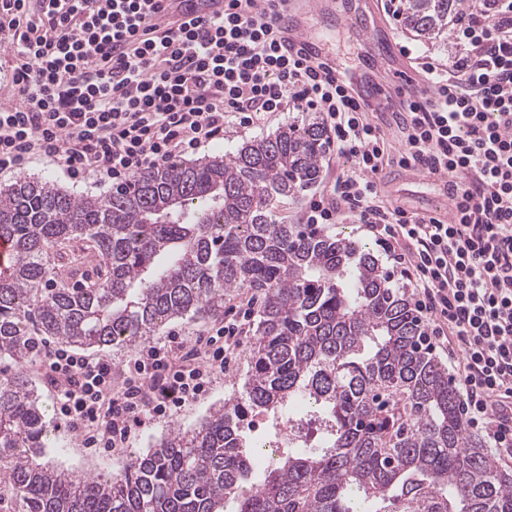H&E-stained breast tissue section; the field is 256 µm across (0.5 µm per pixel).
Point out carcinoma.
Listing matches in <instances>:
<instances>
[{
	"instance_id": "1",
	"label": "carcinoma",
	"mask_w": 512,
	"mask_h": 512,
	"mask_svg": "<svg viewBox=\"0 0 512 512\" xmlns=\"http://www.w3.org/2000/svg\"><path fill=\"white\" fill-rule=\"evenodd\" d=\"M402 24L448 38L456 0H402ZM318 122L234 153L171 162L107 195L48 181L0 189V500L20 512H512V477L466 436L448 370L406 292L365 244L278 224L314 185ZM64 260L53 288L51 256ZM263 295L241 391L102 480L49 466L50 430L21 367L34 340L131 348L172 320L224 316V294ZM319 421L264 461L248 418Z\"/></svg>"
}]
</instances>
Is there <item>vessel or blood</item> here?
I'll use <instances>...</instances> for the list:
<instances>
[{
  "label": "vessel or blood",
  "mask_w": 512,
  "mask_h": 512,
  "mask_svg": "<svg viewBox=\"0 0 512 512\" xmlns=\"http://www.w3.org/2000/svg\"><path fill=\"white\" fill-rule=\"evenodd\" d=\"M326 7L325 0H274L277 39L282 52L335 65V57L323 50L324 34L310 31L306 25L311 14L322 13ZM223 10L224 0H164L153 20L159 24L171 19L186 23ZM347 22L363 32L367 43L377 44L381 53L395 59L392 68L385 71L341 68L338 79L348 93L357 99L370 98L373 108L380 112L405 109L415 101H429L431 92L428 85L405 62L396 59L394 42L376 43L374 20L351 16Z\"/></svg>",
  "instance_id": "obj_1"
}]
</instances>
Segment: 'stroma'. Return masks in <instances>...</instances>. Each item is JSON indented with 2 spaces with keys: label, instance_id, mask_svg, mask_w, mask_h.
<instances>
[{
  "label": "stroma",
  "instance_id": "1",
  "mask_svg": "<svg viewBox=\"0 0 512 512\" xmlns=\"http://www.w3.org/2000/svg\"><path fill=\"white\" fill-rule=\"evenodd\" d=\"M400 0H336L337 7L358 15L377 14L383 19V25L378 30L379 39H393L397 46L410 48L411 53L406 61L410 67H418L422 56H429L436 62L447 63L449 55L454 50L452 42L427 41L416 37L414 33L402 30L397 21V8ZM321 115L312 110L291 109L271 116H264L248 127L232 126L227 128L224 142L220 145H208L198 150L197 154H186V161L194 157H205L216 152L232 153L243 142L274 134L280 128L293 122H312L320 120ZM350 162L347 158L334 155L323 159L321 176L318 182L295 198L283 200L277 211L276 219L282 224H299L303 221L306 206L312 196L328 192L331 182L343 170L348 169ZM33 180H47L55 186L67 190L77 196H102L112 187L111 180L88 177L74 180L53 161L41 159L26 165L21 174H0V188L17 181L18 177ZM379 192L385 200L399 205L410 212L422 215L429 214L440 187L431 180H411L408 171L389 167L381 175ZM254 344L253 338H246L243 345L237 349L236 358L223 374L217 375L208 393L199 400L186 403L177 409L171 417L157 419L136 432L129 440L127 448L119 452L105 453L82 447L66 430L52 433L47 459L52 465L70 470H78L95 476H108L115 472L119 463L130 455L152 447L155 442L171 430L193 427L216 405L233 395L243 383L250 368V352Z\"/></svg>",
  "mask_w": 512,
  "mask_h": 512
}]
</instances>
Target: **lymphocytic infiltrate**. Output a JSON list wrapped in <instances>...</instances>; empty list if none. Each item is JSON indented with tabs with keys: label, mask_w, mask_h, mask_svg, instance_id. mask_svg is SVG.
Listing matches in <instances>:
<instances>
[{
	"label": "lymphocytic infiltrate",
	"mask_w": 512,
	"mask_h": 512,
	"mask_svg": "<svg viewBox=\"0 0 512 512\" xmlns=\"http://www.w3.org/2000/svg\"><path fill=\"white\" fill-rule=\"evenodd\" d=\"M158 0H0L15 64L0 103V173L45 156L71 178L121 183L223 140L260 113L321 112L329 151L350 161L308 224L361 225L412 292L430 350L446 354L465 428L512 447V0H459L455 52L424 62L432 101L399 112L401 146L323 65L280 53L273 12L226 0L223 15L179 28L150 23ZM448 178L441 222L386 205L389 166ZM250 311L209 337L172 336L135 353L120 388L112 360L44 347L58 417L85 446L124 447L132 430L204 395L241 345Z\"/></svg>",
	"instance_id": "1"
}]
</instances>
